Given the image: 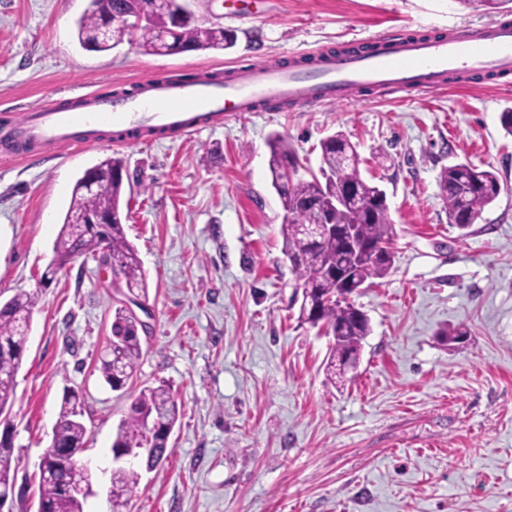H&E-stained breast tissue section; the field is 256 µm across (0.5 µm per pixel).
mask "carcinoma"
<instances>
[{
	"label": "carcinoma",
	"instance_id": "carcinoma-1",
	"mask_svg": "<svg viewBox=\"0 0 512 512\" xmlns=\"http://www.w3.org/2000/svg\"><path fill=\"white\" fill-rule=\"evenodd\" d=\"M114 0H89L87 9L77 22V37L83 48L94 52L109 51L128 37L138 36V46L146 54H157L158 26L162 18H154L144 26H115L102 34L104 16L112 10ZM176 41L195 51L224 50L235 44V37L218 24L186 23L178 29ZM353 145L343 137H328L321 142V176L292 180L280 196L283 208L291 211V220L281 224L282 251L296 273L295 288L310 292L314 302L322 304L319 314L300 311L299 319L313 326L321 325L332 336L325 371L331 381L343 382L346 374L357 367L358 351L370 333L367 315L356 305L336 298L341 283L336 269L350 265L354 269V287L360 288L371 279L385 277L393 257L374 260L368 255H349L336 237L325 231V221L353 225L366 243L393 241L394 228L384 202L385 193L371 185L360 174L356 161L348 158ZM297 163L286 137L270 138L269 167L277 178L285 167ZM96 187L92 192L75 184L71 202L54 242V257L44 279L49 280L73 259L92 255L112 260L128 293L141 302L147 301V283L136 248L127 240L121 199L124 193L122 158L108 156L94 166ZM439 189L448 206L449 223L461 228L473 224L484 208L495 201L501 184L487 170L469 164H455L441 171ZM346 190L353 191L355 201L341 213L333 200ZM105 213L111 223L85 224L89 215ZM39 293H17L0 304V416L8 413L14 402L16 375L21 367L28 339V321L38 304ZM112 351L100 358L99 370L114 391L122 390L136 371L143 356L140 323L125 307L115 308L112 321ZM80 397L73 392L61 404L57 427L52 438V454L65 456L82 449L87 429L79 419ZM179 407L166 384L140 392L132 402L128 416L121 422L112 442V450L140 448L148 445L158 454L146 459L145 466L156 467L166 457L169 436L178 420ZM12 438L0 436V491L13 492L15 474L11 473ZM139 480L131 466L112 469L111 512H124ZM39 500L45 512H83L82 500L68 491L60 479L39 480Z\"/></svg>",
	"mask_w": 512,
	"mask_h": 512
}]
</instances>
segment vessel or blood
Segmentation results:
<instances>
[{"instance_id": "1", "label": "vessel or blood", "mask_w": 512, "mask_h": 512, "mask_svg": "<svg viewBox=\"0 0 512 512\" xmlns=\"http://www.w3.org/2000/svg\"><path fill=\"white\" fill-rule=\"evenodd\" d=\"M367 53L339 50L314 69L297 64H252L221 81L176 76L148 77L135 92L107 101L91 93L64 105L52 102L26 112L10 130V141L44 152L90 147L120 133L126 144L197 133L203 124L255 111L278 100L298 109L348 99L370 90L397 99L444 87L448 77L512 75V24L456 29L442 37L389 31Z\"/></svg>"}]
</instances>
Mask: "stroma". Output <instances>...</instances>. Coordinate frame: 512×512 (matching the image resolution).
Here are the masks:
<instances>
[{
	"label": "stroma",
	"instance_id": "obj_1",
	"mask_svg": "<svg viewBox=\"0 0 512 512\" xmlns=\"http://www.w3.org/2000/svg\"><path fill=\"white\" fill-rule=\"evenodd\" d=\"M234 47L147 55L135 39L83 49L88 0H0V138L24 112L92 92L114 97L153 74L185 77L288 62L398 28L445 33L512 19L461 0H186ZM512 77H451L415 99L378 95L302 111L266 105L190 136L0 157V300L38 292L15 402L16 484L8 512H35L38 465L66 392L82 399L81 455L92 467L84 512H109L112 439L141 390L170 385L181 418L158 467L140 469L126 512H512ZM287 137L305 167L340 134L394 224L389 273L351 296L371 332L344 387L323 364L330 336L300 322L282 254L283 210L269 139ZM126 162L125 234L145 272L143 356L114 391L97 369L122 296L88 256L53 280L76 180L105 157ZM469 163L505 189L480 219L448 221L441 171ZM466 328L448 341L446 331Z\"/></svg>",
	"mask_w": 512,
	"mask_h": 512
}]
</instances>
